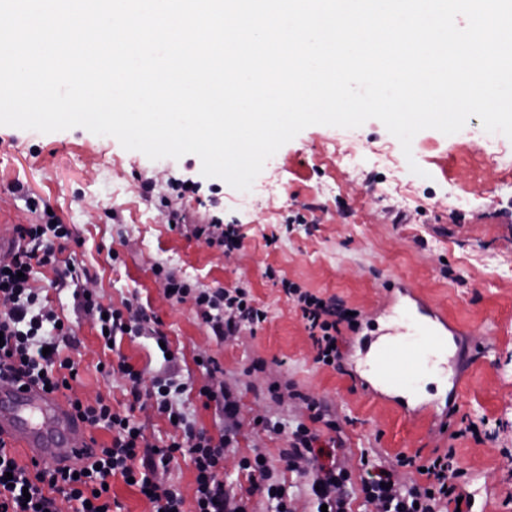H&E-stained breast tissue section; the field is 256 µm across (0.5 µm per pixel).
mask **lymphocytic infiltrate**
<instances>
[{
  "mask_svg": "<svg viewBox=\"0 0 512 512\" xmlns=\"http://www.w3.org/2000/svg\"><path fill=\"white\" fill-rule=\"evenodd\" d=\"M28 207L39 217L38 223L15 228V242L9 261L0 262V375L24 383L49 387L50 391L70 389L78 375L74 361L61 357L60 346L68 342L72 329L53 310L43 306L30 276L33 265L53 269L54 287L73 288V296L85 313L92 315L97 330L103 331L105 345L117 337L150 336L155 342L167 336L156 316L140 304L126 302L123 308L103 306L96 296L76 287L72 267H60L56 243L72 238L70 225L55 222L42 209L39 199L28 198ZM167 297L176 303L192 302L197 316L213 336L224 339L254 329L266 319L257 307L250 288H201L182 278L176 271L157 264L152 268ZM282 288L301 312L313 342L315 363L340 369L343 353L339 346L342 328H356L357 317L335 298H323L293 282ZM205 380L198 395L215 406L224 419V431L211 436L189 419L176 400L183 386L170 376L145 381L141 371L122 362L117 372L125 382L130 412L113 411L110 401L96 396L85 401L72 396L70 409L93 429L109 432L110 439L97 446L90 461L55 472H46L37 463L17 464L5 443L0 442V512H58V498L76 502L75 512H112L113 476L133 478L134 484L149 501L151 512H249L245 499L231 497L224 485V453L232 447L236 433L238 404L232 392L215 379L219 366L213 359L201 360ZM266 393L301 399L307 421L287 425L262 418L261 425L271 433H286L288 446L284 458L289 465L310 463L307 486L315 506L327 512H349L353 494L378 512H469L470 497L463 487L466 473L456 461L455 449L424 460L403 452L394 456H362L364 474L353 480L352 472L340 459L341 424L323 400L301 395L291 381H272ZM151 407L159 416L172 420L178 435L164 446L149 443L136 421L134 407ZM189 456L196 472V491L192 510H185L183 497L158 482V470L178 457ZM239 467L253 481V491L275 504V512H293L291 498L262 452L243 457ZM421 470V480L408 484L396 478L399 469Z\"/></svg>",
  "mask_w": 512,
  "mask_h": 512,
  "instance_id": "obj_1",
  "label": "lymphocytic infiltrate"
}]
</instances>
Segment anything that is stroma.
<instances>
[{"label":"stroma","instance_id":"stroma-1","mask_svg":"<svg viewBox=\"0 0 512 512\" xmlns=\"http://www.w3.org/2000/svg\"><path fill=\"white\" fill-rule=\"evenodd\" d=\"M395 138L376 119L357 128L312 125L267 160L247 191L204 177L193 154L150 160L111 136L75 127L52 133L0 126V236L12 239L18 224L37 218L25 203L32 193L75 231L62 259L75 267L80 287L106 306L138 299L162 322L177 355L169 365L148 336L117 338L105 348L94 320L77 310L73 291L52 287L49 268L34 267L33 285L57 313L73 324L72 347L63 356L78 364L74 393L102 394L114 410L128 398L119 374L101 365L126 361L145 379L174 371L186 390L180 400L198 425L219 434L218 412L197 396L203 376L195 359L214 358L237 399V443L224 454V481L232 494L250 486L239 471L241 457L260 450L293 495L295 512H313L306 476L289 470L285 435L264 432L261 416L306 419L299 400L265 397L270 381L288 379L298 390L326 400L342 424L340 453L353 476L360 455L418 453L431 457L455 448L468 474L472 512H512V139L485 138L478 117L461 132L420 131L411 155L382 160ZM194 183L197 193L176 199L170 179ZM151 180L153 200L141 184ZM170 206H161V199ZM196 217L215 216L234 227L236 249L207 246L186 230L171 228L168 207ZM118 261H111V253ZM176 268L204 288L248 285L267 320L254 332L218 340L192 303H173L151 272ZM318 296L359 311V325L343 330L342 370L318 365L299 310L266 269ZM409 281L450 325L463 332L469 352L461 387L428 384L421 410L403 408L389 393L370 386L359 357L379 325L384 281ZM264 360V370L252 367ZM502 421L496 438L450 440L462 419Z\"/></svg>","mask_w":512,"mask_h":512}]
</instances>
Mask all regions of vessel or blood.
I'll return each instance as SVG.
<instances>
[{"instance_id":"1","label":"vessel or blood","mask_w":512,"mask_h":512,"mask_svg":"<svg viewBox=\"0 0 512 512\" xmlns=\"http://www.w3.org/2000/svg\"><path fill=\"white\" fill-rule=\"evenodd\" d=\"M392 326L371 354L372 379L379 386L415 397L424 377L447 351L454 330L411 286L385 283ZM23 448L45 470H60L88 459L94 450L89 427L68 409L58 394L36 385L0 378V439Z\"/></svg>"}]
</instances>
